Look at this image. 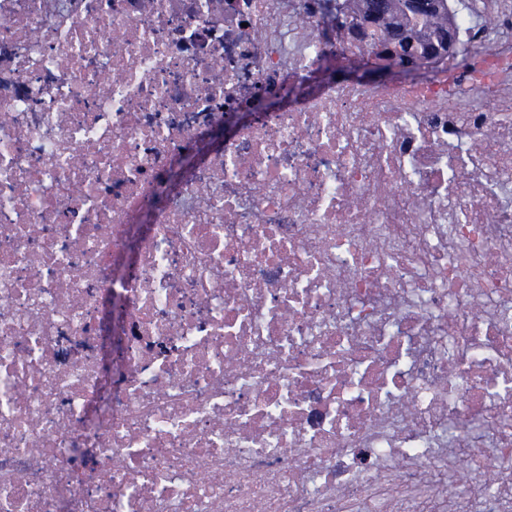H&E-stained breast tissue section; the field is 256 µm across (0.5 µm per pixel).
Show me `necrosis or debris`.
<instances>
[{"instance_id": "1", "label": "necrosis or debris", "mask_w": 512, "mask_h": 512, "mask_svg": "<svg viewBox=\"0 0 512 512\" xmlns=\"http://www.w3.org/2000/svg\"><path fill=\"white\" fill-rule=\"evenodd\" d=\"M444 5L369 83L326 0H0V512H512V0Z\"/></svg>"}]
</instances>
